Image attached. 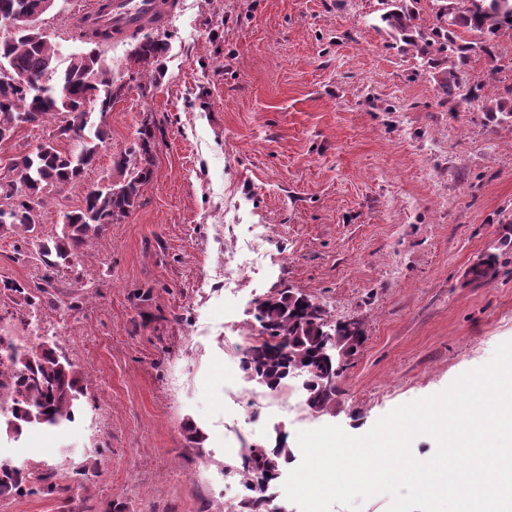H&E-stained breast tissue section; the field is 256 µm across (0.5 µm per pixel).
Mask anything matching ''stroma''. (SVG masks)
I'll return each mask as SVG.
<instances>
[{
	"label": "stroma",
	"instance_id": "obj_1",
	"mask_svg": "<svg viewBox=\"0 0 512 512\" xmlns=\"http://www.w3.org/2000/svg\"><path fill=\"white\" fill-rule=\"evenodd\" d=\"M75 0L38 19L61 57L81 47ZM381 0H177L165 76L104 114L110 139L82 186L50 192L41 239L155 123L154 177L44 295L58 353L83 385L75 423L36 425L6 462L80 484L84 512H223L200 470L225 449L341 426L367 433L393 408L445 389L512 341V121L480 104L449 111L436 71L378 26ZM470 84L512 85V31L473 56ZM21 233L0 236V283L38 282ZM493 258L496 277L473 269ZM244 269L225 281L224 261ZM290 288L331 322H361L336 401L304 390L265 408L231 342L255 336V299ZM205 436L195 447L184 433Z\"/></svg>",
	"mask_w": 512,
	"mask_h": 512
}]
</instances>
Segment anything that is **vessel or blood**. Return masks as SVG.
I'll return each mask as SVG.
<instances>
[{
  "label": "vessel or blood",
  "mask_w": 512,
  "mask_h": 512,
  "mask_svg": "<svg viewBox=\"0 0 512 512\" xmlns=\"http://www.w3.org/2000/svg\"><path fill=\"white\" fill-rule=\"evenodd\" d=\"M159 0H79L75 21L79 27L104 25L115 30L131 31L145 22L162 26L166 14L157 12Z\"/></svg>",
  "instance_id": "obj_1"
}]
</instances>
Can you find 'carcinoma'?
<instances>
[{"label":"carcinoma","mask_w":512,"mask_h":512,"mask_svg":"<svg viewBox=\"0 0 512 512\" xmlns=\"http://www.w3.org/2000/svg\"><path fill=\"white\" fill-rule=\"evenodd\" d=\"M409 1L420 2L385 0L387 10L380 21L395 41L429 62L438 55L455 56L462 62L470 52L490 54L499 32L512 31V0H440L429 25L420 23L419 12L407 5ZM44 4L45 0H0V21H7L20 6L42 12ZM458 28L479 32L483 40L459 43ZM129 38L135 40L132 57L137 64L131 76L138 80L140 95L147 97L162 83V59L169 44L167 38L145 34L141 28ZM80 40L89 49L72 55L62 68L56 46L39 30H18L0 38V70L13 75L8 80L0 78V143L12 140L26 123L37 126L50 116L62 117L56 133L40 147L14 158L11 179L0 182V201L9 204V211L0 215V233L18 228L28 234V244L44 267L42 283L35 285L41 292L88 238L131 212L141 188L153 177L156 135L154 124L144 123L134 146L113 161L107 182L87 190L82 206L63 215L61 235L42 241L36 233L47 194L81 185L85 170L109 139L105 126L91 123L87 105L104 98L115 86L112 67L99 55L100 45L112 40V30L94 29ZM465 86L461 70L439 80L451 109L484 101L482 87L460 93ZM483 111L512 119V86L506 88L505 96L485 101ZM73 138L83 139L79 152L60 148L59 141ZM253 317L260 326V338L245 350V378L276 391L294 375L305 373L307 406L315 413L328 411L336 400V378L344 370V361L357 353L363 337L338 331L323 305L288 288L256 300ZM79 383L72 363L63 361L52 347L32 351L24 373L0 370V409L8 408L6 431L18 437L29 426L71 419L81 393ZM240 457V472L264 488L292 459V450L286 440L278 439L271 446L243 448ZM26 480L18 467L0 476V499L17 495ZM265 501L264 495L249 494L236 512H266Z\"/></svg>","instance_id":"cac0c4a2"}]
</instances>
